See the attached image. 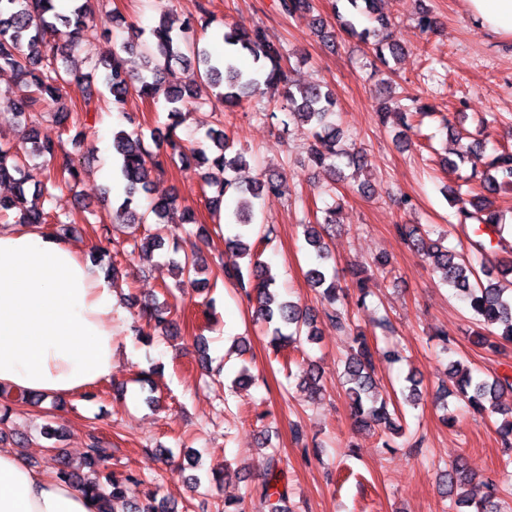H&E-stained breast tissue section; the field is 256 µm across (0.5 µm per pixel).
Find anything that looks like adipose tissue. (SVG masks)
Listing matches in <instances>:
<instances>
[{
  "instance_id": "ef3b65f1",
  "label": "adipose tissue",
  "mask_w": 512,
  "mask_h": 512,
  "mask_svg": "<svg viewBox=\"0 0 512 512\" xmlns=\"http://www.w3.org/2000/svg\"><path fill=\"white\" fill-rule=\"evenodd\" d=\"M489 33L512 37V0H464ZM121 302L69 241L0 224V386L62 397L109 379ZM0 512H97L81 489L0 448Z\"/></svg>"
}]
</instances>
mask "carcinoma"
Here are the masks:
<instances>
[{
  "mask_svg": "<svg viewBox=\"0 0 512 512\" xmlns=\"http://www.w3.org/2000/svg\"><path fill=\"white\" fill-rule=\"evenodd\" d=\"M97 0H75L69 14L56 11L54 0H0V71H9L16 78L33 88V94L15 107L21 132V144H0V182L13 184L9 197H0V212L16 213L20 224H47L50 213L27 198L24 166L26 156L35 154L48 158L57 164L62 179H74L78 175L72 153L58 152L50 141L40 139L37 131L40 112L38 107L46 100H61V88L65 84L81 83L86 74L75 65L58 64V54L49 48L48 38L53 37L69 45L88 30L95 19L94 3ZM345 12L335 10L339 30L357 38L370 51L372 57L383 66H389V59H398L402 49L392 43L389 30L393 20L380 8V0H346ZM283 14H311L313 0H279ZM216 18L203 10L197 18L202 30L213 29V35L224 43V54L217 57L192 36L194 23L187 20L174 27L170 19H162L149 31L131 30L129 37L112 56L104 61L102 83L112 95L113 108L122 112L131 93L141 98L163 97L169 105V124L163 142L154 143L151 150L145 145L144 137L136 119L128 117L131 129H121L113 135V147L118 159V177L123 183L122 201L116 213L127 216L128 224H165L173 214L176 204L172 198H162L151 203L149 208L138 211L133 207L134 199L149 191L154 174L162 172L173 158L169 151L179 152L182 161L204 167H219L236 170L242 167V156L231 158L226 152L232 148L230 138L222 129L208 128L207 136L217 149V155L209 157L206 150L182 147L177 128L183 119V110L196 93L186 86L167 81L175 63H194L198 66L200 78L213 89L214 110L224 107L231 110L267 90L285 87L288 121L283 123L289 129L293 123L307 127L311 141L307 147V158L312 164L323 169L332 180H344V171L339 162L356 166L361 162L359 152H350L339 146L341 130L332 120L335 99L324 83L309 84L292 88L287 85V76L282 69L283 48L270 42L262 27L255 25L220 24L212 27ZM313 33L329 49L336 47L337 32L327 29L324 21L315 16L312 19ZM140 54L142 70L130 66L128 56ZM412 105L403 107L400 99L392 96L380 109V121L394 114L405 130L414 128L413 121L430 113L429 106L411 98ZM468 165V172L461 177L468 185L466 193L453 192L451 203L455 208L452 226L468 241L467 250L443 245L444 235L434 239L432 227L421 224H396L394 229L409 249L429 260L431 269L439 275L440 281L457 291L464 300L481 328L471 332L472 343L493 353L499 346L492 342L482 328L502 327L501 338L512 343V245L500 236L503 215L492 208L490 197L503 186L512 189V152L502 151L485 154L482 145L470 151V156L460 158V163H450L457 170L459 165ZM229 193L242 195L235 209L225 214L230 224L238 226L237 234L228 239L226 247L234 257L224 263V278L240 291L241 296L253 307L256 319L273 326L269 343L277 351L306 338L313 341L318 336L314 321L308 309L294 301L279 298L274 291L275 279L261 254L253 250L250 243L255 233L254 214L249 198L267 194L288 193L286 177L262 175L247 185L233 178H226L217 185L216 194L208 198L213 214L221 212L224 197ZM249 198H244V195ZM340 206L332 205L324 210L323 221L305 224L306 244L316 256V265L307 271L311 287L322 289L321 296L332 306L328 318L341 329L349 327L347 319L337 303L349 296V286L340 284L336 262L323 237L324 228L339 223ZM491 229L498 235V246L504 256L488 264L481 262L480 268L472 260L485 256L486 246L482 239V228ZM93 232L99 242L98 250L108 251L112 245V225L96 224ZM171 267L178 277V288L197 289L207 284L200 277L206 266L201 264L198 246L190 243V250L183 256L171 260ZM135 320L139 333L145 330L159 331L166 336L179 333L177 323L171 316L166 303L145 300L138 304ZM356 348L344 361L346 395L356 425L360 428L379 427L398 431L401 410L397 404H389L378 391L372 375V353L368 338L358 332L353 337ZM448 378L452 387L440 391L436 401L442 409H448V398L455 397L476 413L501 417L497 434L503 445L512 447V406L504 403L503 397L512 394V376L495 375L483 377L458 360L448 363ZM408 385L402 390L404 401L417 406L423 400L421 381L414 374L406 376ZM0 424L8 417L10 405L37 404L43 398L36 394L0 390ZM54 453L55 478L81 488L98 504L97 512H160L157 493L148 494L142 503H125L124 488L127 482L138 481V474L127 471L116 474L110 470L112 453L97 443L90 445L83 457V465L93 473L88 477L71 464V461L55 447L48 448ZM280 458L271 452L264 477L260 484V495L269 506V512H284L282 503L288 499V484L285 472L279 467ZM473 480L463 459L454 461L441 475L443 493L454 497L456 507L466 512H504L499 497L500 485L512 483V471L503 470L501 476L487 477L480 482L485 492L477 497L465 492Z\"/></svg>",
  "mask_w": 512,
  "mask_h": 512,
  "instance_id": "1",
  "label": "carcinoma"
}]
</instances>
